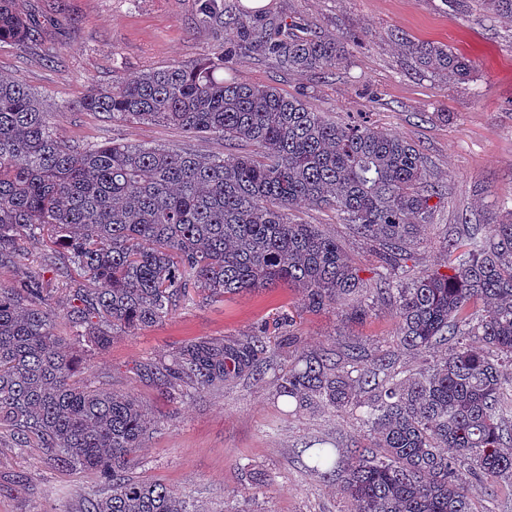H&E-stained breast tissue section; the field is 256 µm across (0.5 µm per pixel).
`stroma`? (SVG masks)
I'll list each match as a JSON object with an SVG mask.
<instances>
[{
    "label": "stroma",
    "mask_w": 512,
    "mask_h": 512,
    "mask_svg": "<svg viewBox=\"0 0 512 512\" xmlns=\"http://www.w3.org/2000/svg\"><path fill=\"white\" fill-rule=\"evenodd\" d=\"M61 19L52 38L58 62L41 46L0 43V74L13 77L53 108L51 121L80 145L112 141L162 144L198 154H236L240 148L199 138L169 124L114 123L75 103L89 84L107 85L173 62L193 66L213 53L223 32L204 26L196 0H30ZM272 13L298 17L321 35L350 41L328 75H300L253 52L239 54L233 72L242 80L300 95L333 116L367 113L371 122L412 140L427 159L433 181L446 193L422 230L416 268L442 264L447 239L465 225L491 229L503 201L512 202V18L488 0H267ZM434 41L471 62L467 80L444 79L419 65L400 38ZM300 218L323 225L371 278L376 257L333 211L303 207ZM294 319L297 345L281 350L283 366L299 352L361 343L370 354L391 351L401 368L423 370L443 349L419 355L398 350L397 318L386 302L352 319L336 310H308L300 294L281 285L225 300L199 296L181 303L158 324L113 336L88 355L85 380L113 378L147 407L154 430L138 452L141 478L158 480L198 512H347L335 480L305 472L298 453L323 438L342 446L361 442L352 415L326 409L289 412L264 381L241 380L189 397L159 390L148 365L196 339L220 338L260 327L278 313ZM253 465L267 483L238 494L241 469ZM97 480L87 471L46 462L36 448L0 439V512H77Z\"/></svg>",
    "instance_id": "1"
}]
</instances>
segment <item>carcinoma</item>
Listing matches in <instances>:
<instances>
[{"label": "carcinoma", "instance_id": "cac0c4a2", "mask_svg": "<svg viewBox=\"0 0 512 512\" xmlns=\"http://www.w3.org/2000/svg\"><path fill=\"white\" fill-rule=\"evenodd\" d=\"M224 30L220 51L192 67L151 68L115 85L90 84L78 107L119 123H167L250 152L198 155L161 145H76L18 80L0 75V267L33 242L62 253L52 307L23 274L0 284V431L52 465L94 473L80 512H196L161 482L134 475L152 429L143 403L107 381L77 379L73 349L162 321L196 289L206 299L287 284L310 309L396 310L400 347L448 354L429 370L394 368L365 346L297 355L278 368L266 329L188 342L150 365L167 392L263 380L298 410L351 413L368 442L340 451L315 440L306 469L334 477L350 512H477L470 490L512 482V209L489 235L473 225L446 242L444 268L414 272L413 246L442 189L411 141L350 116L336 121L271 85L224 78L234 57L258 51L300 74H326L345 43L296 21L269 22L199 0ZM50 19L24 0H0V42L31 43ZM423 67L469 77L462 54L405 42ZM335 211L374 248L367 288L354 262L303 205ZM65 320L68 331L60 329Z\"/></svg>", "mask_w": 512, "mask_h": 512}]
</instances>
